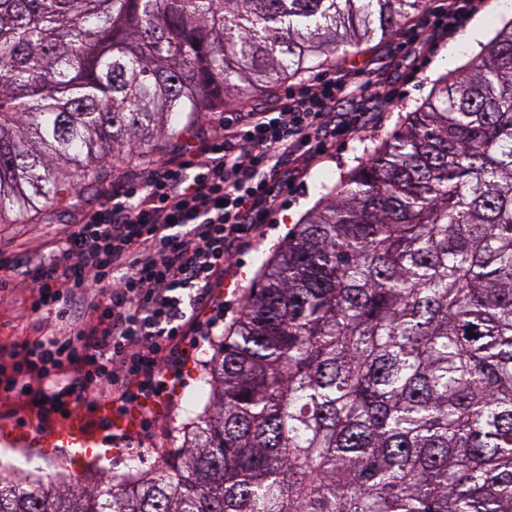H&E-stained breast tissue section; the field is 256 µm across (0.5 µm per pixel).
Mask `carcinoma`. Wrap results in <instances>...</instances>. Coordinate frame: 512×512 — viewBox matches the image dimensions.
<instances>
[{
  "mask_svg": "<svg viewBox=\"0 0 512 512\" xmlns=\"http://www.w3.org/2000/svg\"><path fill=\"white\" fill-rule=\"evenodd\" d=\"M426 0H0V224ZM266 264L171 463L0 512H512V17Z\"/></svg>",
  "mask_w": 512,
  "mask_h": 512,
  "instance_id": "carcinoma-1",
  "label": "carcinoma"
}]
</instances>
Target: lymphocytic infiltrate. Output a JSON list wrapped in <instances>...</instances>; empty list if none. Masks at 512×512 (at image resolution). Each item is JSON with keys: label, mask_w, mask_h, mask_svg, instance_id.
Returning a JSON list of instances; mask_svg holds the SVG:
<instances>
[{"label": "lymphocytic infiltrate", "mask_w": 512, "mask_h": 512, "mask_svg": "<svg viewBox=\"0 0 512 512\" xmlns=\"http://www.w3.org/2000/svg\"><path fill=\"white\" fill-rule=\"evenodd\" d=\"M345 92L323 78L240 113L58 230L26 277L34 314L55 313L69 331L16 344L10 365H0V389L22 406L56 411L103 392L119 413L171 401L185 366L224 322L225 267L256 243L299 159L332 147Z\"/></svg>", "instance_id": "f902f5d3"}]
</instances>
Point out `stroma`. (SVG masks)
I'll return each mask as SVG.
<instances>
[{
  "label": "stroma",
  "instance_id": "1",
  "mask_svg": "<svg viewBox=\"0 0 512 512\" xmlns=\"http://www.w3.org/2000/svg\"><path fill=\"white\" fill-rule=\"evenodd\" d=\"M471 28V23H463L454 35L441 41L435 40L426 29L421 42L415 45L403 44L398 37L385 43L374 41L346 56L336 67V74L349 75L351 81L358 84L366 83L372 75H380L386 85L396 89L397 98L382 102L375 123L349 137L337 139L333 157L314 165L302 184L284 194L283 206L272 223L264 225L262 238L238 253L231 268L229 286L223 291L225 327H232L239 319L244 300L263 266L278 253L295 224L301 223L317 203L322 183L337 180L341 172L365 159L378 142L399 126L406 113L416 110L430 98L442 74L471 60L475 48L465 42ZM146 171V165L134 164L112 174L102 188L84 190L75 206L54 210L45 223L0 224V258L21 262L31 253L45 251L50 231L79 224L84 211L103 202L113 185L143 177ZM30 304L31 293L26 281L17 279L0 286V349L10 350L13 343L38 335L42 330L62 332L63 327L54 314L33 316ZM219 343V338H212L205 343L198 359L187 364L174 403L167 415L152 423L142 451L117 454L107 460L104 467L87 468L83 472L84 479L94 481L103 471L111 476L122 473L133 461L143 469H152L181 448V426L186 420L190 398L203 386V362L213 356Z\"/></svg>",
  "mask_w": 512,
  "mask_h": 512
}]
</instances>
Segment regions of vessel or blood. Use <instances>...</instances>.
<instances>
[{"label":"vessel or blood","mask_w":512,"mask_h":512,"mask_svg":"<svg viewBox=\"0 0 512 512\" xmlns=\"http://www.w3.org/2000/svg\"><path fill=\"white\" fill-rule=\"evenodd\" d=\"M147 412L135 408L118 414L107 400H79L67 405L46 426L37 416L0 417V449H22L50 459L66 452L77 466H86L111 457L113 435L135 434Z\"/></svg>","instance_id":"b4317fda"}]
</instances>
